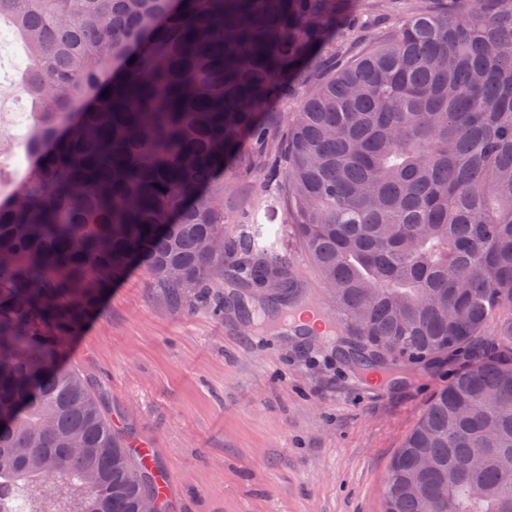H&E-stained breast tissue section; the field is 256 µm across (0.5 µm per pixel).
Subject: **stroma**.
Listing matches in <instances>:
<instances>
[{
	"label": "stroma",
	"mask_w": 512,
	"mask_h": 512,
	"mask_svg": "<svg viewBox=\"0 0 512 512\" xmlns=\"http://www.w3.org/2000/svg\"><path fill=\"white\" fill-rule=\"evenodd\" d=\"M173 302L144 268L113 284L66 350L114 426L168 474L166 512H382L389 464L456 366L368 390L333 343Z\"/></svg>",
	"instance_id": "obj_1"
}]
</instances>
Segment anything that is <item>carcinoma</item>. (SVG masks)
<instances>
[{
    "instance_id": "carcinoma-1",
    "label": "carcinoma",
    "mask_w": 512,
    "mask_h": 512,
    "mask_svg": "<svg viewBox=\"0 0 512 512\" xmlns=\"http://www.w3.org/2000/svg\"><path fill=\"white\" fill-rule=\"evenodd\" d=\"M370 7L0 0L33 107L23 167L0 166L23 181L0 201V491L23 512H163L133 431L65 362L132 267L180 301L257 291L246 323L320 308L281 227L224 210L240 169L361 369L470 354L394 456L384 512H512V0H420L374 37L353 23ZM290 101L275 145L262 114ZM282 225H285L283 234L287 247V254L290 255V258L293 260V262L302 270L303 279L307 284V288L310 289L312 296L317 301L325 303V291L323 289V285L320 282L306 253L295 240L291 238L288 240V224Z\"/></svg>"
}]
</instances>
